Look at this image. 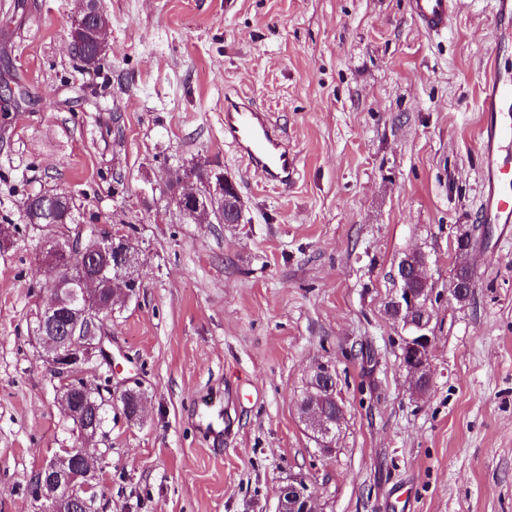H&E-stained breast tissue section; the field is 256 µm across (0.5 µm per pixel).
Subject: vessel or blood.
Instances as JSON below:
<instances>
[{
	"label": "vessel or blood",
	"mask_w": 512,
	"mask_h": 512,
	"mask_svg": "<svg viewBox=\"0 0 512 512\" xmlns=\"http://www.w3.org/2000/svg\"><path fill=\"white\" fill-rule=\"evenodd\" d=\"M497 43L512 44V0H493ZM415 21L427 33H445L455 15L457 0H410ZM224 135L249 168L266 183H291L298 159L267 113L244 101L224 103ZM480 151L484 224H512V73L503 71L495 57L483 67Z\"/></svg>",
	"instance_id": "obj_1"
}]
</instances>
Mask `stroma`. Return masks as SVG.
Segmentation results:
<instances>
[{"instance_id": "35a3bbf8", "label": "stroma", "mask_w": 512, "mask_h": 512, "mask_svg": "<svg viewBox=\"0 0 512 512\" xmlns=\"http://www.w3.org/2000/svg\"><path fill=\"white\" fill-rule=\"evenodd\" d=\"M97 70L69 54L74 0H0V41L27 92L0 109V224L27 194L68 191L79 223L124 221L141 288L106 329L114 390L95 512H277L289 482L319 512H512V224L478 221L481 73L498 53L492 0H459L447 33L409 0H102ZM271 114L299 157L265 185L224 139V96ZM221 164L241 223L182 222L166 183ZM471 237L469 300L448 294ZM47 227L0 249V512H34L27 484L77 442L33 337ZM424 252L433 288L431 385L418 395L385 305L399 260ZM336 370L345 420L321 453L299 418L315 363ZM241 389L214 447L196 402Z\"/></svg>"}]
</instances>
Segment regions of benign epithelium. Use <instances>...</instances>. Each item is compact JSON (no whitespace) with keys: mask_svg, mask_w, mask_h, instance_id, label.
<instances>
[{"mask_svg":"<svg viewBox=\"0 0 512 512\" xmlns=\"http://www.w3.org/2000/svg\"><path fill=\"white\" fill-rule=\"evenodd\" d=\"M79 8L72 18L68 45L78 46L86 27L101 15L100 0H78ZM107 28L98 26L91 30L95 41L96 59L83 64L92 70L98 59L106 56ZM179 198V217L189 220L198 213L216 214L224 224L234 220L224 218L225 199L234 202V212L244 213L246 204L235 180L224 169L213 168L208 179L199 182L191 167H184L179 181L174 183ZM93 250L105 257L101 267L92 268L81 259L84 250L75 263L63 265L54 260L57 252L68 253L75 248L71 237H56L45 242L43 265L47 270V285L57 295L54 302L40 309L37 315L36 333L43 337L46 330L55 331L62 317L68 318L69 335L40 344L39 358L53 368L61 378L58 401L65 415L78 425L80 439L93 442L106 440L107 432L94 426H80L81 413L73 409L77 395L97 400L101 406L116 408L124 403L127 395L134 393L131 388L121 392L112 390V377H103L97 383L84 377V366L98 360L112 364V355L106 350V314L112 310L110 298L112 283L126 281L138 283L141 280L143 261L140 249L132 236L124 230L108 235H94ZM419 267L405 263L398 267L395 279L399 284L390 304L398 312L411 315L401 325L402 364L417 382L431 379L432 293L429 279L423 278L422 288H409L407 281L417 277ZM41 487L34 497L37 512H67L69 504L81 500L92 507L100 470L82 455L74 454L72 448H62L52 457L43 460L37 467ZM316 501L313 492L302 483H290L281 489L279 512H316L312 503Z\"/></svg>","mask_w":512,"mask_h":512,"instance_id":"benign-epithelium-1","label":"benign epithelium"}]
</instances>
